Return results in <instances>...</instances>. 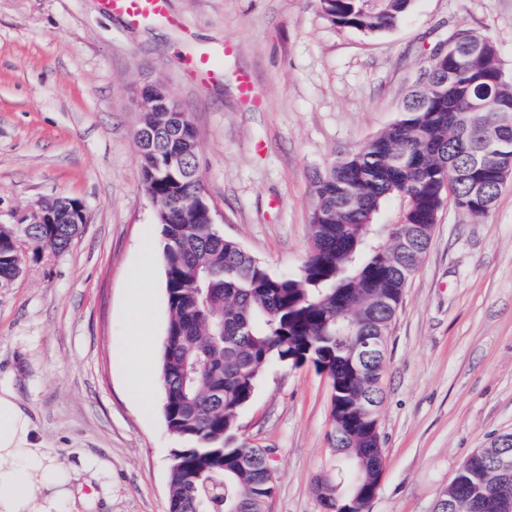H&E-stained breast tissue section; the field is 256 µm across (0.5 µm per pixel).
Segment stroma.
I'll use <instances>...</instances> for the list:
<instances>
[{
	"label": "stroma",
	"mask_w": 512,
	"mask_h": 512,
	"mask_svg": "<svg viewBox=\"0 0 512 512\" xmlns=\"http://www.w3.org/2000/svg\"><path fill=\"white\" fill-rule=\"evenodd\" d=\"M169 6L182 27L134 25L99 0H0V224L57 197L80 200L87 218L67 251L27 256L0 290V387L65 466L101 463L82 485L87 512H168L180 445L161 401L131 392L140 363L123 351L145 261L155 346L168 324L138 90L175 91L216 224L287 274L308 255L314 171L396 120L450 32L489 38L512 75V0H415L374 38L332 25L316 0ZM219 48L222 80L183 68L188 53ZM382 387L384 473L370 512H434L462 463L512 432V182L488 214L442 211L392 323ZM239 426L270 451L269 512H325L314 484L336 474L326 375L309 363L266 369Z\"/></svg>",
	"instance_id": "35a3bbf8"
}]
</instances>
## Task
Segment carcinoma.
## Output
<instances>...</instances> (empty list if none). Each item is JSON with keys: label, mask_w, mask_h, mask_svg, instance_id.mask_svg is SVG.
Instances as JSON below:
<instances>
[{"label": "carcinoma", "mask_w": 512, "mask_h": 512, "mask_svg": "<svg viewBox=\"0 0 512 512\" xmlns=\"http://www.w3.org/2000/svg\"><path fill=\"white\" fill-rule=\"evenodd\" d=\"M338 27L375 36L395 27L413 0H317ZM455 54L439 59L409 93L399 119L313 176L311 249L295 274L276 275L237 242L224 238L192 198L198 185L192 129L167 153L140 154L142 183L157 201L169 320L161 352L163 413L174 436L168 512H268L275 493L260 450L242 439L238 417L272 363L307 361L334 385V448L345 490L325 480L317 491L328 512H366L381 461L380 432L364 416L363 395L384 399L382 373L357 370L348 331L389 335L404 290L419 269L444 206L485 215L512 179V76L487 38L458 31ZM485 51L470 56L468 45ZM468 95L437 88L441 70ZM392 200L398 221L379 217ZM74 224H33L23 246L0 239V275L29 250L65 252ZM487 454L471 455L460 475H490L496 501H512V478L494 475Z\"/></svg>", "instance_id": "cac0c4a2"}]
</instances>
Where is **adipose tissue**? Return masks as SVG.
Wrapping results in <instances>:
<instances>
[{"label":"adipose tissue","mask_w":512,"mask_h":512,"mask_svg":"<svg viewBox=\"0 0 512 512\" xmlns=\"http://www.w3.org/2000/svg\"><path fill=\"white\" fill-rule=\"evenodd\" d=\"M133 333L127 352L141 364L134 386L152 400L159 379L152 369L150 295L134 289ZM72 475L56 456L34 439L29 414L15 395L0 389V512H64L74 506Z\"/></svg>","instance_id":"ef3b65f1"}]
</instances>
